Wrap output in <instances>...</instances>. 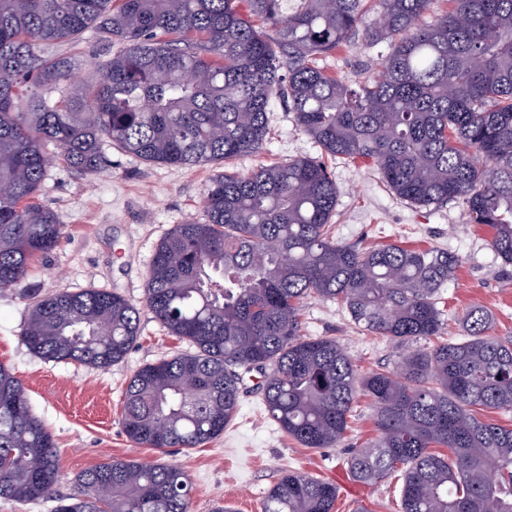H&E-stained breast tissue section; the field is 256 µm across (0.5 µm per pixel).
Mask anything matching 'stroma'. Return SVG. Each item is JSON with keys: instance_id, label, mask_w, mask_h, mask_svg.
<instances>
[{"instance_id": "35a3bbf8", "label": "stroma", "mask_w": 512, "mask_h": 512, "mask_svg": "<svg viewBox=\"0 0 512 512\" xmlns=\"http://www.w3.org/2000/svg\"><path fill=\"white\" fill-rule=\"evenodd\" d=\"M55 51L75 58L78 86L113 53L92 28L79 45L61 43ZM387 53L386 45L366 46L359 33L323 64L336 77L356 84L378 75ZM268 127L261 152L226 164L148 163L116 148L112 169L105 173L79 177L63 161L51 166L38 201L59 215L66 233L56 249L32 263L20 285L0 293V364L21 381L33 413L54 436L61 472L56 493H70L78 475L110 458L162 459L189 475L191 512H213L220 505L235 512H262L268 490L287 471L334 483L335 512H353L360 504L370 512H400L398 478L363 484L348 471L354 450L375 435L369 401L363 396L357 399L344 440L335 448L302 447L268 419L256 372L243 377L235 419L223 435L204 446L162 456L136 447L122 428L124 392L134 372L189 349L141 307L158 241L174 225L202 219L203 191L224 170L246 173L261 165L322 155L282 100H273ZM327 166L340 189L332 218L339 241L360 248L396 243L456 254L460 264L439 303L445 338H462V317L474 306L492 313L494 335L512 336V269L502 267L489 246L490 229L470 223L462 201L413 206L391 192L371 164L336 158ZM28 288L44 294L62 288L118 293L141 307L138 338L123 361L106 369L44 360L22 342L27 317L22 294ZM300 314L304 334L336 338L360 374L392 368L404 352L398 342L360 329L336 302L309 298Z\"/></svg>"}]
</instances>
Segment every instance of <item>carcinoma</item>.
I'll list each match as a JSON object with an SVG mask.
<instances>
[{"label":"carcinoma","mask_w":512,"mask_h":512,"mask_svg":"<svg viewBox=\"0 0 512 512\" xmlns=\"http://www.w3.org/2000/svg\"><path fill=\"white\" fill-rule=\"evenodd\" d=\"M0 0V291L23 281L65 225L39 205L50 165L112 167L103 145L148 163L201 166L259 152L273 99L321 150L370 161L419 207L461 200L512 266V0ZM376 15L368 25L369 15ZM96 27L120 48L83 96L61 93L72 63L54 52ZM359 30L389 52L356 87L319 60ZM288 74H282V69ZM339 188L303 157L231 172L206 187L201 221L158 242L144 306L195 348L139 368L122 426L140 448H197L239 408L257 369L270 418L305 448H331L357 393L376 436L349 459L372 483L401 474V512H512V338L473 307L467 336L442 338L440 291L458 256L337 240ZM345 306L355 324L406 347L392 369L358 373L334 338L302 334L303 300ZM24 298L22 341L52 361L106 369L134 344L139 308L100 288ZM61 477L53 436L0 364V498L34 503ZM186 472L111 459L82 473L52 512H190ZM336 486L288 472L264 512H334Z\"/></svg>","instance_id":"obj_1"}]
</instances>
